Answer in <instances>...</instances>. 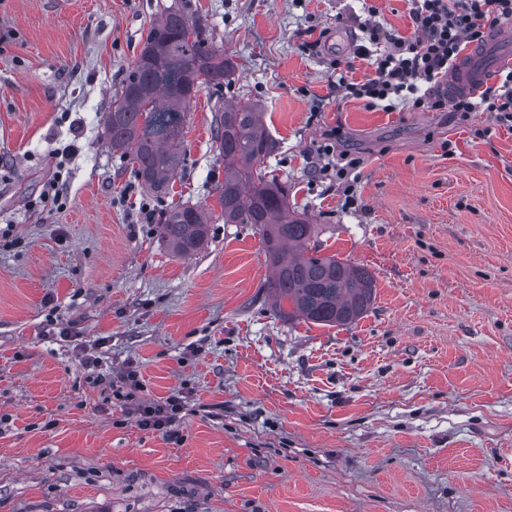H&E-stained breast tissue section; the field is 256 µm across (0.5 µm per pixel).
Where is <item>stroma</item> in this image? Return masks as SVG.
<instances>
[{
    "label": "stroma",
    "instance_id": "obj_1",
    "mask_svg": "<svg viewBox=\"0 0 512 512\" xmlns=\"http://www.w3.org/2000/svg\"><path fill=\"white\" fill-rule=\"evenodd\" d=\"M199 17L234 82L187 109L185 165L157 197L104 117L151 21ZM410 0H0V512H512V133L493 113L386 112L342 97L366 61L325 51ZM253 100L268 165L326 255L367 268L348 327L288 321L254 225L225 223L217 104ZM361 160L358 203L317 178L323 134ZM61 178L67 201H42ZM212 217L175 255L164 208ZM74 326L65 338L58 327ZM142 399L182 394L177 438ZM120 382L128 388L122 398L126 399L129 413L135 415L138 425L144 430L162 431L168 437L175 436L173 429L184 408L185 396L171 395L163 400L147 401L138 396L143 388L140 373L130 366L120 376Z\"/></svg>",
    "mask_w": 512,
    "mask_h": 512
}]
</instances>
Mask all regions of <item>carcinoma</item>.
<instances>
[{"instance_id": "1", "label": "carcinoma", "mask_w": 512, "mask_h": 512, "mask_svg": "<svg viewBox=\"0 0 512 512\" xmlns=\"http://www.w3.org/2000/svg\"><path fill=\"white\" fill-rule=\"evenodd\" d=\"M235 71L231 57L183 9L170 6L152 22L105 117L112 151L131 156L141 185L168 192L184 163L187 107L201 89L230 84ZM213 138L224 157V223L252 224L261 235L269 267L263 288L275 311L330 327L358 321L374 302L375 278L364 267L320 252L317 225L290 204L288 184L268 176L266 161L276 142L257 106L240 100L218 107ZM208 224L204 210L182 204L161 212L157 228L173 253L188 255L205 243Z\"/></svg>"}]
</instances>
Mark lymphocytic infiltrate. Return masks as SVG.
<instances>
[{"label": "lymphocytic infiltrate", "instance_id": "lymphocytic-infiltrate-1", "mask_svg": "<svg viewBox=\"0 0 512 512\" xmlns=\"http://www.w3.org/2000/svg\"><path fill=\"white\" fill-rule=\"evenodd\" d=\"M413 37L407 38L364 22L368 44L354 48L356 58L371 60L373 71L362 81L338 80L336 87L347 97L364 100L367 106L395 110L412 103L416 108L449 109L452 112H492L500 126L512 130V71L498 84L486 87L478 97L447 98L441 86L448 68L464 45L482 41L488 25L512 19V0H412ZM383 43L384 50L371 56L369 46ZM129 411L142 429L174 436V426L184 408V398L141 399L142 382L135 367L121 375Z\"/></svg>", "mask_w": 512, "mask_h": 512}]
</instances>
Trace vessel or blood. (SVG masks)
I'll return each instance as SVG.
<instances>
[{
    "label": "vessel or blood",
    "instance_id": "1",
    "mask_svg": "<svg viewBox=\"0 0 512 512\" xmlns=\"http://www.w3.org/2000/svg\"><path fill=\"white\" fill-rule=\"evenodd\" d=\"M512 68V41L498 30L488 32L483 43L469 44L448 74V89L475 97L496 74Z\"/></svg>",
    "mask_w": 512,
    "mask_h": 512
}]
</instances>
